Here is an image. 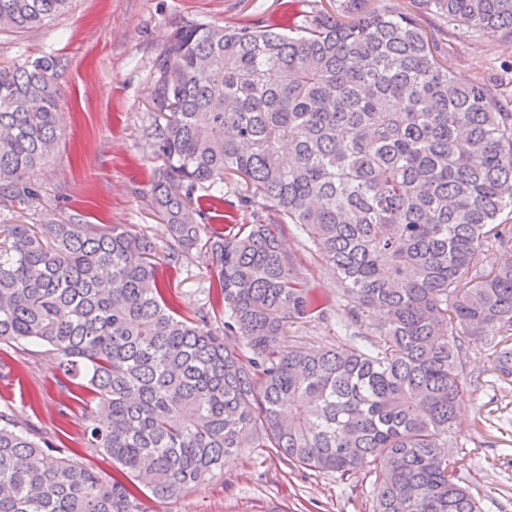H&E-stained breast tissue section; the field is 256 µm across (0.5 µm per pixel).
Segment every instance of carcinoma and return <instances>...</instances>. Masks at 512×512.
Listing matches in <instances>:
<instances>
[{
  "mask_svg": "<svg viewBox=\"0 0 512 512\" xmlns=\"http://www.w3.org/2000/svg\"><path fill=\"white\" fill-rule=\"evenodd\" d=\"M395 0H341L303 23H196L154 61L144 129L168 257L199 251L211 308L179 313L154 245L117 224L0 225V344L33 342L91 394L86 448L108 477L0 409V512H146L265 441L291 465L374 476L373 512H484L443 449L468 393L466 341L512 377V108L459 84L435 38ZM69 0H0L30 29ZM512 46V0H412ZM57 61L0 70V207L35 200L54 150ZM236 174L247 192L224 197ZM207 189L206 203L197 191ZM215 202L250 224H210ZM294 225L336 273L360 343L285 349L328 324L282 237ZM492 340H487V337ZM235 338L240 353L226 344ZM294 412L283 417L281 403Z\"/></svg>",
  "mask_w": 512,
  "mask_h": 512,
  "instance_id": "carcinoma-1",
  "label": "carcinoma"
}]
</instances>
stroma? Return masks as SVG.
I'll return each mask as SVG.
<instances>
[{"mask_svg":"<svg viewBox=\"0 0 512 512\" xmlns=\"http://www.w3.org/2000/svg\"><path fill=\"white\" fill-rule=\"evenodd\" d=\"M336 0H71L68 11L27 30L0 29V69L51 56L58 62L61 121L53 156L36 169L40 197L0 210V224L68 222L118 224L146 236L163 264L170 293L189 314L208 307L214 270L192 254L166 262L168 231L154 212L149 187L156 160L143 135L152 119L149 87L153 64L172 29L194 23L249 25L282 17L301 18ZM455 78L483 80L512 99V49L462 30L443 16L425 15ZM284 244L297 271L322 306L340 304L336 280L325 263L297 237ZM335 325L288 326L285 347L341 346ZM0 360L12 369L0 379V406L8 404L36 429L69 448L72 457L111 474L110 461L90 457L83 442V392L56 368L53 356L35 344H0ZM472 393L458 413L449 451L457 458L485 512H512V378L498 377L480 343L464 358ZM68 417H60L61 405ZM374 486L365 472H315L287 464L275 449L244 448L227 458L224 471L176 498L146 499L147 512H373Z\"/></svg>","mask_w":512,"mask_h":512,"instance_id":"stroma-1","label":"stroma"}]
</instances>
